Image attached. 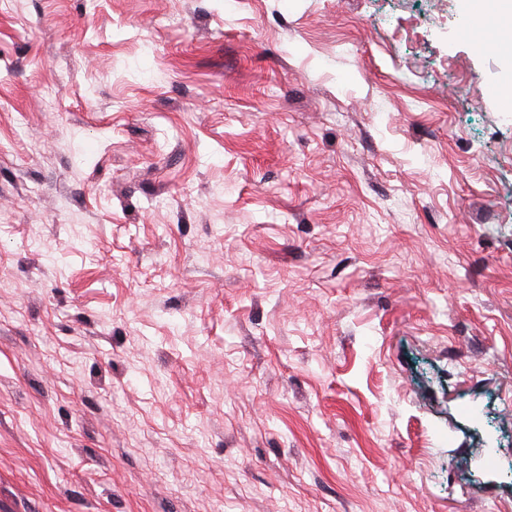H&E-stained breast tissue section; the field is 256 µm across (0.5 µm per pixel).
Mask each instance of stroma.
I'll return each mask as SVG.
<instances>
[{
    "label": "stroma",
    "mask_w": 512,
    "mask_h": 512,
    "mask_svg": "<svg viewBox=\"0 0 512 512\" xmlns=\"http://www.w3.org/2000/svg\"><path fill=\"white\" fill-rule=\"evenodd\" d=\"M469 7L0 0V512H512Z\"/></svg>",
    "instance_id": "stroma-1"
}]
</instances>
